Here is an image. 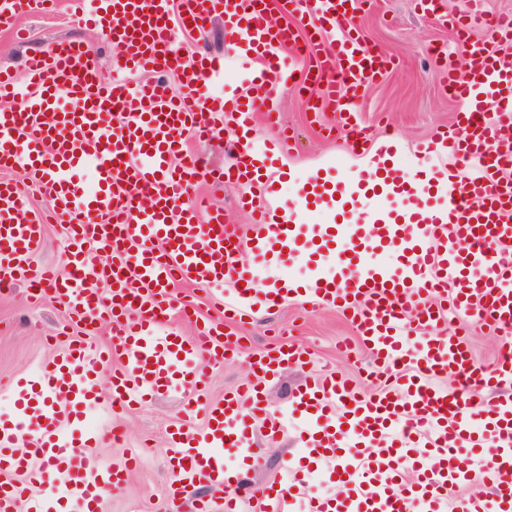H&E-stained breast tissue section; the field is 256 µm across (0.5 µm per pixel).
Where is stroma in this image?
<instances>
[{"instance_id":"stroma-1","label":"stroma","mask_w":512,"mask_h":512,"mask_svg":"<svg viewBox=\"0 0 512 512\" xmlns=\"http://www.w3.org/2000/svg\"><path fill=\"white\" fill-rule=\"evenodd\" d=\"M79 2L60 0L52 15L0 24V67L21 76L28 54L71 38L90 44L101 68L107 74H114V49L97 39L95 28L79 21ZM469 2L439 0L436 12L430 13L420 0H365L358 19L366 43L392 60L388 72L364 90L359 118L376 128L378 134L394 132L403 159L409 160L415 170L429 165L456 175L467 170L466 164L448 152H441L428 162L421 160L417 153L418 146L430 140L439 128L450 124L458 111L438 74L446 68L458 73L465 68V47L458 40L461 22H469L472 39L495 40L500 54L512 56V39L495 37L486 17L468 20ZM178 42L192 52H216L223 57L226 70L235 72L240 68L237 53L224 41L220 17H212L204 29L179 34ZM272 103L280 115V129H287L298 138L294 154L278 155L273 160V169L280 175L277 201L293 198L312 172H325L332 166L353 172L364 165V157L352 150L346 133L336 129L333 112L311 111L306 94L291 86L279 90ZM252 125L257 145H275L280 129L267 127L257 119ZM246 191V186L207 178L199 182L194 193L222 208L229 224L235 225L239 234L249 236L253 233L250 216L236 207L237 197ZM309 274L308 258L303 254L286 267L274 261L256 265V305L252 316L224 328L225 335L238 339L239 346L233 355L211 362L206 380L196 392L204 399H223L225 392L252 376V363L265 349L291 343L307 351L308 364L286 368L265 383L266 397L281 421L280 431L270 436L264 430H257L251 452L230 450L224 454L225 466L236 471L256 491L284 478L286 459L302 450L303 425L288 411L291 393L298 385L313 382L332 370L342 374L350 386L370 394L387 386L379 369L369 368L366 350L357 348L347 356L337 351L340 341H354L355 332L335 309L319 306L309 312L294 298L275 307L265 305V290L274 280L282 276L302 280ZM221 293L232 295V283L179 284L172 289L171 305L176 308L181 301L189 300L200 316L219 319L223 309L216 304L215 297ZM446 329L464 336L474 361L479 364L492 362L504 343L502 335L473 321H452ZM74 336L101 345L110 337V326L89 319L67 321L52 298L30 304L27 291L21 286L0 290V418L15 416L13 382L61 353ZM192 393L195 392L190 387L178 386L150 403L110 416L103 412L100 403L90 405L87 413L98 419L100 428L115 425L125 432L122 442L88 445V452L98 456L103 469L118 465L129 449L142 452L141 466L124 473L121 483L98 500L95 512H193L195 499L205 495L206 490L188 487L180 504H172L168 497L167 454L168 433L175 425L185 424L191 433L204 429L203 416L185 415ZM334 466L331 459L315 463L313 474L294 491L293 512H305L310 499L339 495V486L329 479Z\"/></svg>"}]
</instances>
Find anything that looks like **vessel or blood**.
<instances>
[{
	"mask_svg": "<svg viewBox=\"0 0 512 512\" xmlns=\"http://www.w3.org/2000/svg\"><path fill=\"white\" fill-rule=\"evenodd\" d=\"M90 2L85 20L110 30L124 78L104 76L94 50L71 39L27 57L26 94L0 70V99L22 102L0 109V169L23 166L44 200L43 211H32L16 184L0 180V284L26 285L35 298L52 294L68 317L107 321L111 336L102 346L70 340L62 354L17 382L19 417L0 423V462L42 486L44 495L33 499L25 485L1 481L0 512H17L22 503L27 512H46L45 499L58 492L55 468L67 473L71 495L87 506L139 466L133 452L121 471L105 472L95 456L77 450L100 436L86 422V407L99 395L98 370L113 368V409L163 393L177 372L201 383L210 361L235 344L210 321L189 338L173 332L170 288L178 281L233 280L224 316L245 318L254 292L245 251L259 262L285 263L299 252L334 258L336 274L315 272L298 296L336 307L374 360L401 370L394 389L376 395L360 394L333 373L292 392L289 410L309 429L303 455L288 459L287 470L310 474L314 455H326L336 459L335 481L347 489L340 499H316L309 512H512V344L479 366L459 335L440 329L447 314L458 312L512 332V59L474 41L469 69L442 72L461 108L419 152L426 157L442 145L473 166L472 174L451 180L434 170L412 171L392 140L349 179L313 175L294 199L272 210L266 200L274 181L255 164L261 151L250 130L234 128L224 175L256 189L237 200L257 228L244 241L225 224L222 209L191 195L193 182L207 172L186 154V139L210 137L220 107L261 110L269 125H278L269 101L292 79L291 59L303 55L311 61L307 81L320 88L318 109L335 112L353 148L366 151L373 135L357 122L358 100L389 61L356 34L363 0H275L280 11L306 23L301 38L269 22L266 0H180L175 16L170 0ZM54 4L0 0V23L46 13ZM217 14L225 41L245 60L239 77L247 87L218 104L207 88L223 82V61L205 53L181 60L176 45L177 28L203 26ZM161 71L175 76L179 92L158 79ZM391 198L401 207L384 212L378 202ZM330 206L333 223L298 236L296 210ZM48 217L70 228L61 269L30 265ZM395 248L398 265L378 261ZM99 249L111 259L98 267L91 254ZM92 277L107 283L105 295L88 291ZM305 362L304 350L291 346L263 353L255 367L274 376ZM448 374L460 386L437 388L435 378ZM494 387L499 395L485 418L476 419L483 390ZM186 413L204 414L206 428L197 438L179 427L170 431L171 498L195 483H221L223 502L199 499L197 512H288L291 486L255 492L224 482V449L249 450L254 424L271 435L278 431L258 382L244 380L223 400L195 403ZM29 433L33 447L19 450ZM474 476L490 488V499L449 501V484Z\"/></svg>",
	"mask_w": 512,
	"mask_h": 512,
	"instance_id": "b4317fda",
	"label": "vessel or blood"
}]
</instances>
